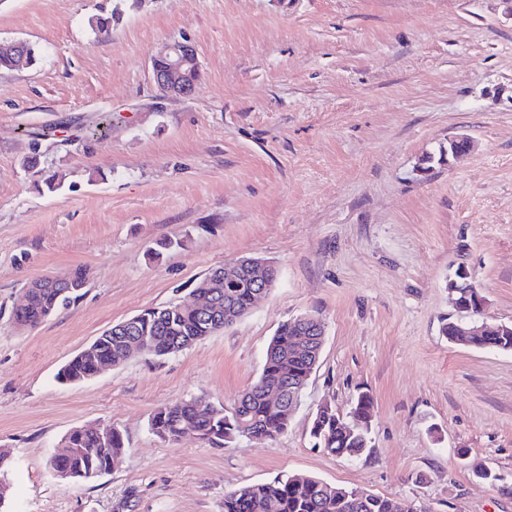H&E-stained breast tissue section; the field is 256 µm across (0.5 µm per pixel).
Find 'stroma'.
<instances>
[{
	"label": "stroma",
	"mask_w": 512,
	"mask_h": 512,
	"mask_svg": "<svg viewBox=\"0 0 512 512\" xmlns=\"http://www.w3.org/2000/svg\"><path fill=\"white\" fill-rule=\"evenodd\" d=\"M121 8L109 36L89 18ZM190 38L192 95L158 90L151 55ZM41 50L0 70V446L7 512H224L227 490L283 475L358 487L407 512H512V352L448 342V279L512 324V0H0V39ZM112 124L87 137L102 114ZM466 137L470 152L441 149ZM33 168H25L28 157ZM58 183L48 191L46 177ZM165 238L182 247L152 259ZM243 257L280 280L189 349L77 383L64 364L140 311L192 302ZM81 270L83 297L33 328L36 278ZM326 326L285 434L216 449L154 435L159 407L234 406L290 318ZM374 399L371 443L313 447L318 408ZM120 428L122 463L67 483L45 467L75 427ZM480 463L497 476L481 484ZM14 458L7 452H0V508L8 501L12 493V473Z\"/></svg>",
	"instance_id": "1"
}]
</instances>
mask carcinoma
<instances>
[{
  "label": "carcinoma",
  "instance_id": "carcinoma-1",
  "mask_svg": "<svg viewBox=\"0 0 512 512\" xmlns=\"http://www.w3.org/2000/svg\"><path fill=\"white\" fill-rule=\"evenodd\" d=\"M224 274L219 268L196 282L195 290L202 295H214L220 301V316L215 318L195 309L169 304L152 308L136 315L128 327L115 325L112 332H103L93 341V353L89 357L77 355L61 372V380L76 381L92 376L97 362L110 359L114 363L125 362L129 340L144 337L150 347L147 355L164 358L177 354L208 336L243 319L252 311L253 281L247 277L224 278L220 288L207 284ZM81 293L67 292L62 288H39L27 295L24 304L14 308V321L34 327L59 310L79 299ZM461 311L456 320L443 325L442 333L448 341L474 349L512 351V325L502 327L486 322V330L479 335L460 336L456 325L475 316L468 311L477 307L474 296L456 294ZM305 326L295 317L282 323L270 339L265 362L258 380L245 389L237 400V406L228 411L204 397H190L157 409L150 419V429L158 437L173 444L181 441L187 431H193L198 439L212 448H226L251 430L254 436L274 440L288 430L295 408L288 402V394L308 382L313 371L315 356H305L293 347V338L303 335ZM283 391V402L273 404L266 390ZM350 414L361 422L360 427L345 432L343 422L337 419L336 410L329 408L316 412L310 437L313 447L328 453L357 457L369 447L373 399L367 392L358 393L352 400ZM71 453L67 468L76 482L89 481L120 463L125 453V438L118 428L104 439L93 426H81L66 437ZM14 458L0 452V508L12 493ZM224 512H398L393 499L362 491L358 487L334 486L315 477L300 478L282 475L270 482L243 485L224 493Z\"/></svg>",
  "mask_w": 512,
  "mask_h": 512
}]
</instances>
